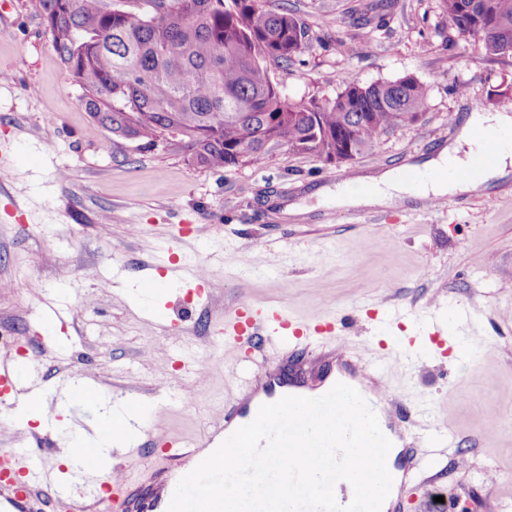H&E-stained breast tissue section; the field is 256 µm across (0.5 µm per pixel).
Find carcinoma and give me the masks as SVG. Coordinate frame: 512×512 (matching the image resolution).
<instances>
[{
    "instance_id": "carcinoma-1",
    "label": "carcinoma",
    "mask_w": 512,
    "mask_h": 512,
    "mask_svg": "<svg viewBox=\"0 0 512 512\" xmlns=\"http://www.w3.org/2000/svg\"><path fill=\"white\" fill-rule=\"evenodd\" d=\"M148 12L120 15L106 0H40L48 19L77 42L53 43L78 77L83 102L101 126L116 132L140 115L136 135L154 144L158 127L176 126L188 162L226 168L243 156L261 165L270 148L320 155L326 136L375 151L380 136L416 124L428 109L426 86L413 76L364 85L346 82L325 102H290L270 78L267 60L290 63L306 47L307 27L262 0H146ZM512 28V0H484Z\"/></svg>"
}]
</instances>
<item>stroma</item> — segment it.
Returning a JSON list of instances; mask_svg holds the SVG:
<instances>
[{
  "label": "stroma",
  "mask_w": 512,
  "mask_h": 512,
  "mask_svg": "<svg viewBox=\"0 0 512 512\" xmlns=\"http://www.w3.org/2000/svg\"><path fill=\"white\" fill-rule=\"evenodd\" d=\"M369 2L266 0L309 30L304 51L290 64L269 63L270 76L287 100L323 102L350 77L371 84L410 75L428 89L423 120L341 167L279 146L262 165L211 170L189 164L175 141L145 149L100 126L53 48L39 0H0V72L12 77L0 86V336H27L43 389L68 375L104 399L66 405L55 447L40 451L55 482L73 476L60 457L69 438L97 424L104 407L133 398L152 408L138 418V438L113 449V463L124 464L144 499L176 477L186 458L143 471L159 456L150 438L202 434L235 394L236 362L272 351L242 342L236 356L216 358L212 326L245 298L281 304L304 321L333 318L334 331L309 355H283L282 371L314 374L337 349L374 346L415 440L404 461L416 479L389 512H451L455 504L512 512V173L456 195L445 211L417 202L346 210L320 195L342 174L423 165L455 141L473 110L512 113V58H488L440 0H393L370 12ZM291 203L301 214L286 213ZM185 224L193 232L176 259L161 258ZM189 263L208 272V297L190 285ZM148 272L172 277L171 287L143 291ZM452 301L472 320L432 340L426 314L447 313ZM374 302L415 315L382 322ZM163 312L202 363L205 392L166 344ZM424 406L455 442L427 445L417 414ZM462 456L464 472L454 467Z\"/></svg>",
  "instance_id": "obj_1"
}]
</instances>
